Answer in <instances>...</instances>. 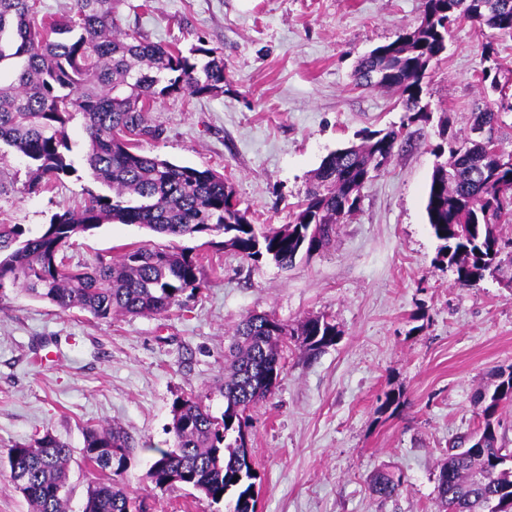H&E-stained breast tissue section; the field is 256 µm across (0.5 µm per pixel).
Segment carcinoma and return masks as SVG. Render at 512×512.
Instances as JSON below:
<instances>
[{
    "instance_id": "carcinoma-1",
    "label": "carcinoma",
    "mask_w": 512,
    "mask_h": 512,
    "mask_svg": "<svg viewBox=\"0 0 512 512\" xmlns=\"http://www.w3.org/2000/svg\"><path fill=\"white\" fill-rule=\"evenodd\" d=\"M37 0H0V143L27 159L32 172L25 191L39 193L76 172L67 127L83 119L85 162L112 194L87 193L84 204L55 214L34 235L16 224L0 225V291L19 288L62 311L78 307L95 318L162 315L204 284L198 257L183 250L128 246L111 262L70 266L61 253L72 239L104 223L141 224L167 236L217 231L224 247L279 266L329 244L336 225L358 210L360 191L391 159L401 132H373L362 144L328 154L313 173L291 223L263 231L238 207L224 175L181 165L140 149L158 136L147 113L172 94L216 96L224 92V57L196 48L203 61L171 45L152 43L120 28L124 0H75L66 15L36 20ZM460 18L500 36H512V0H423L420 23L374 49L360 63V83L399 93L409 120L423 121L419 106L431 63L447 48ZM380 69L384 74L372 78ZM493 105L477 108L458 145L435 167L426 213L441 254L456 268L457 282L473 286L486 274L512 267V163L483 141L501 122ZM285 324L268 314H250L237 326L230 374L224 380V412L215 416L203 397L177 399L172 409V445L154 449L148 477L163 489L187 486L233 512H256L252 474L256 463L241 434L245 412L276 387L282 365ZM302 347L319 352L336 341V326L309 317L296 330ZM492 391L478 392L482 446L448 454L437 478L439 512H488L489 502L512 497V467L490 463L507 447L499 433L498 408L512 402V366L497 373ZM130 453L129 436L116 424L86 428L82 457L95 475L84 512H141L119 481ZM71 448L50 432L8 453L9 476L33 512H67ZM400 478L380 472L372 490L397 494Z\"/></svg>"
}]
</instances>
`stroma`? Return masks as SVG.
<instances>
[{
	"label": "stroma",
	"instance_id": "35a3bbf8",
	"mask_svg": "<svg viewBox=\"0 0 512 512\" xmlns=\"http://www.w3.org/2000/svg\"><path fill=\"white\" fill-rule=\"evenodd\" d=\"M127 0L121 26L183 53L224 57V91L174 94L149 112L159 139L144 152L224 175L240 208L262 229L291 223L310 178L330 152L369 131L402 132L390 161L361 190L358 211L325 248L282 268L226 249L220 233L170 237L106 223L74 238L66 264L90 266L130 244L186 249L202 260L206 287L163 316L99 320L60 311L24 291L0 293V512H31L14 487L7 453L44 433L67 442L70 512H83L93 476L81 448L88 425H120L131 439L122 475L148 512H229L194 490L156 488L153 447L171 442L177 397L204 395L224 410V355L247 315L295 328L320 316L334 345L312 353L289 343L273 393L250 413L258 464L256 512H436L435 487L449 448L482 422L476 393L512 365V284L488 275L459 286L440 254L425 197L445 137L466 133L474 110L494 101L479 78L512 75V38L459 20L429 69L428 118L408 122L397 93L357 85L358 62L418 24L422 0ZM77 175L26 194V160L0 157V224L38 233L55 213L104 192L84 161L82 119L68 127ZM52 342L57 361L38 364ZM395 411L379 413L386 395ZM380 470L400 474L397 495L370 489Z\"/></svg>",
	"mask_w": 512,
	"mask_h": 512
}]
</instances>
